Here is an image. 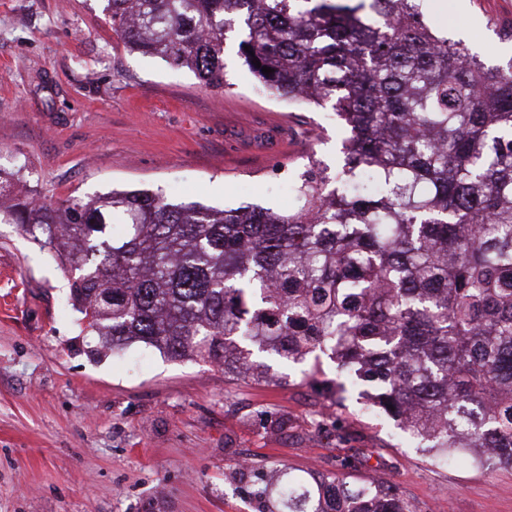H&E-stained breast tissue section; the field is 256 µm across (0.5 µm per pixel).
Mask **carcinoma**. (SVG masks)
Instances as JSON below:
<instances>
[{"instance_id":"1","label":"carcinoma","mask_w":512,"mask_h":512,"mask_svg":"<svg viewBox=\"0 0 512 512\" xmlns=\"http://www.w3.org/2000/svg\"><path fill=\"white\" fill-rule=\"evenodd\" d=\"M422 2L107 0L129 51L222 88L235 45L273 95L317 93L350 136L334 176L312 163L293 183L288 214L149 190L47 204L0 168V222L66 266L91 353L142 343L267 378L264 357L320 352L336 391L371 387L368 408L431 459L512 469V64L448 40ZM243 468L259 512H416L345 471Z\"/></svg>"}]
</instances>
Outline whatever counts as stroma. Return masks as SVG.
Segmentation results:
<instances>
[{"instance_id": "1", "label": "stroma", "mask_w": 512, "mask_h": 512, "mask_svg": "<svg viewBox=\"0 0 512 512\" xmlns=\"http://www.w3.org/2000/svg\"><path fill=\"white\" fill-rule=\"evenodd\" d=\"M452 2L425 3L449 39L511 64L512 0ZM105 5L0 0V167L22 170L21 189L283 211L298 209L290 184L309 163L335 175L349 132L331 107L269 95L232 47L221 89L129 53ZM94 344L60 261L0 224V512H258L245 460L301 476L347 461L418 512H512L511 469L433 462L357 393L336 398L329 358L258 382L140 343L96 359Z\"/></svg>"}]
</instances>
